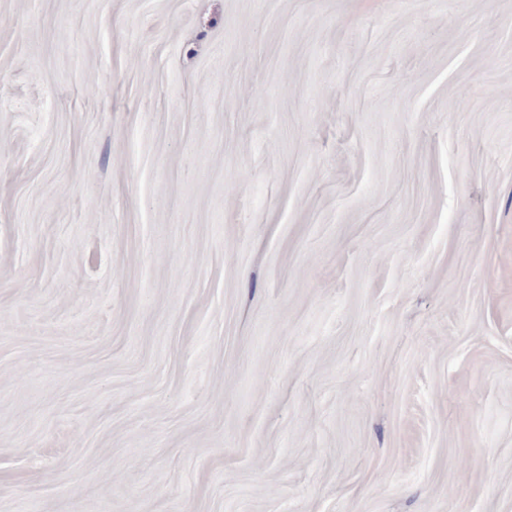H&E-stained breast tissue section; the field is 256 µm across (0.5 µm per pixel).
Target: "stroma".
<instances>
[{
    "instance_id": "1",
    "label": "stroma",
    "mask_w": 512,
    "mask_h": 512,
    "mask_svg": "<svg viewBox=\"0 0 512 512\" xmlns=\"http://www.w3.org/2000/svg\"><path fill=\"white\" fill-rule=\"evenodd\" d=\"M0 512H512V0H0Z\"/></svg>"
}]
</instances>
